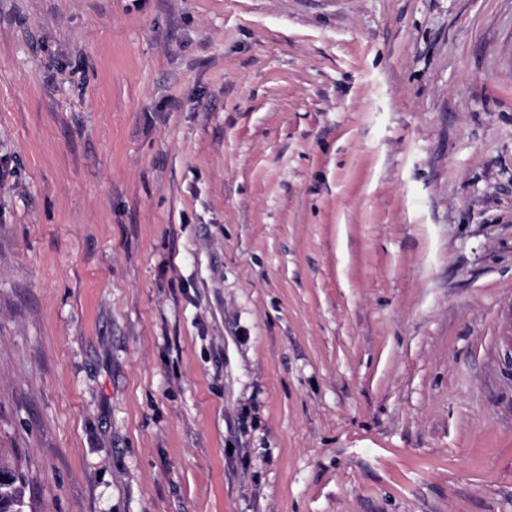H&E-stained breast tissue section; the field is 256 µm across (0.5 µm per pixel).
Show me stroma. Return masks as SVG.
<instances>
[{
	"mask_svg": "<svg viewBox=\"0 0 512 512\" xmlns=\"http://www.w3.org/2000/svg\"><path fill=\"white\" fill-rule=\"evenodd\" d=\"M512 0H0V456L32 512H512Z\"/></svg>",
	"mask_w": 512,
	"mask_h": 512,
	"instance_id": "stroma-1",
	"label": "stroma"
}]
</instances>
